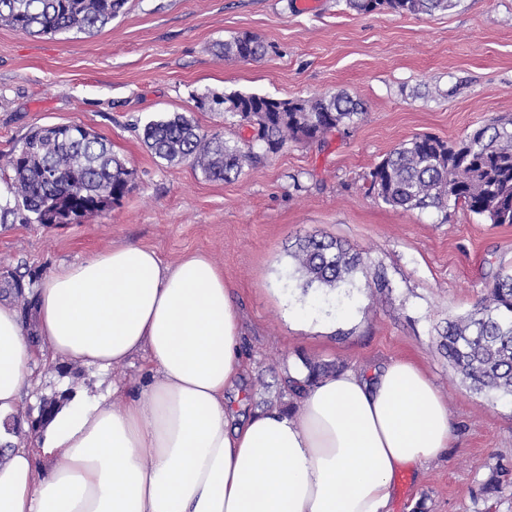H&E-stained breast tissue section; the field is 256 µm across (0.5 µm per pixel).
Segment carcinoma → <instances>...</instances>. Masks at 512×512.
<instances>
[{
	"label": "carcinoma",
	"mask_w": 512,
	"mask_h": 512,
	"mask_svg": "<svg viewBox=\"0 0 512 512\" xmlns=\"http://www.w3.org/2000/svg\"><path fill=\"white\" fill-rule=\"evenodd\" d=\"M459 0H347L358 13L431 15ZM127 0H0V21L27 35L92 33L119 15ZM226 59L253 60L265 46L244 34L218 45ZM197 108L224 113L231 137L203 130L195 119L174 113L143 127V141L158 158L189 162L206 177L229 181L278 153L288 142L320 143L355 124L362 103L346 93L268 103L255 93L196 97ZM248 130L246 139L241 132ZM10 193L36 224H79L119 202L133 186L128 161L94 131L78 124L51 138L31 131L7 160ZM368 193L404 212L433 209L448 217L460 205L490 224H512V116H498L465 136L444 140L415 135L386 155L369 173ZM302 288L336 291L356 287L366 264L336 240L310 235L291 253ZM448 361L477 392L512 394V273L499 275L477 310L448 321L441 333Z\"/></svg>",
	"instance_id": "1"
}]
</instances>
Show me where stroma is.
Instances as JSON below:
<instances>
[{
	"label": "stroma",
	"instance_id": "35a3bbf8",
	"mask_svg": "<svg viewBox=\"0 0 512 512\" xmlns=\"http://www.w3.org/2000/svg\"><path fill=\"white\" fill-rule=\"evenodd\" d=\"M248 33L266 48L257 61L224 60L218 42ZM255 93L298 99L349 92L365 108L358 124L325 144L291 143L224 182L190 163L155 157L139 130L173 112L210 132L224 115L196 109L194 97ZM512 114V0H461L431 16L360 14L346 0H128L94 34L29 36L0 24V157L30 131L77 123L112 145L135 171L119 203L79 224L43 226L24 211L0 222L4 278L41 281L61 264L137 244L173 264L207 255L227 281L238 312L241 410L299 413L288 389L305 362L343 368L392 360L418 363L448 403L456 437L438 460L408 469L394 484L393 512H512V484L484 490L496 469L512 471V395L462 383L439 329L473 310L493 278L512 272V224H489L466 209L448 217L402 212L367 192L370 171L402 141L427 133L454 139L494 116ZM341 240L367 260L349 308L288 280L298 239ZM391 283L363 285L375 271ZM320 308L303 326L296 309ZM35 387L17 415L37 417L41 399L74 395L121 408L143 377L140 356L103 371L90 365L32 366Z\"/></svg>",
	"mask_w": 512,
	"mask_h": 512
}]
</instances>
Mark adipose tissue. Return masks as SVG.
<instances>
[{
	"label": "adipose tissue",
	"instance_id": "obj_1",
	"mask_svg": "<svg viewBox=\"0 0 512 512\" xmlns=\"http://www.w3.org/2000/svg\"><path fill=\"white\" fill-rule=\"evenodd\" d=\"M34 293L27 321L0 302V424L37 357L107 369L139 353L146 377L119 410L70 399L44 441L0 433V512H391L396 475L452 446L448 404L409 360L319 380L298 416L236 422L225 391L244 370L240 323L205 255L167 265L126 244Z\"/></svg>",
	"mask_w": 512,
	"mask_h": 512
}]
</instances>
